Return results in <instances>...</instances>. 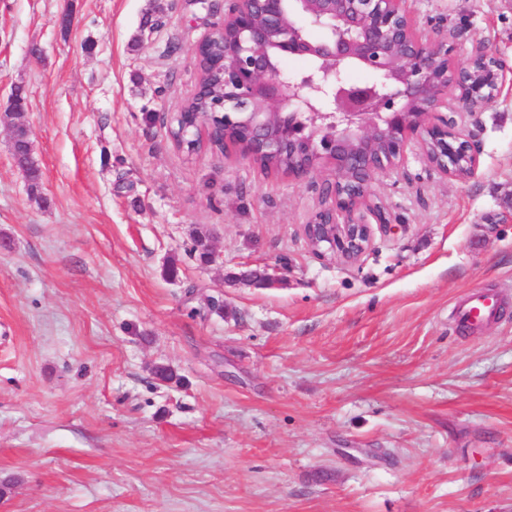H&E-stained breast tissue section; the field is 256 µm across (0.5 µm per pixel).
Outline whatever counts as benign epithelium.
Masks as SVG:
<instances>
[{
  "label": "benign epithelium",
  "instance_id": "benign-epithelium-1",
  "mask_svg": "<svg viewBox=\"0 0 512 512\" xmlns=\"http://www.w3.org/2000/svg\"><path fill=\"white\" fill-rule=\"evenodd\" d=\"M285 0H231L224 12V26L202 38L194 60L206 42L232 32L225 40L224 126L226 149L235 148V120L239 113L252 114L253 140L245 158L275 149L268 135L265 112H315L329 121L336 134L315 144L317 155L332 162L334 182L330 190L335 209L320 212L303 233L320 257L337 255L354 264L370 248L373 218L382 230L392 224L384 204L372 199L368 183L374 175L398 161L416 138L422 148L438 144L441 151L432 165L445 176L460 179L458 166L448 163L450 154H461L470 171L479 165V148L456 129L452 118L429 117L448 106V89L459 90V110H474L494 101L502 92L503 65L479 42L467 63L454 64V44L430 39L415 25L408 0H293L301 5L286 17ZM280 33V49L287 57L318 59V63L289 78L270 66L264 44ZM374 74L368 84H350L343 71L352 63ZM384 135L393 156L378 159L361 146ZM361 173L357 190L337 191L350 170ZM345 220L336 221V213Z\"/></svg>",
  "mask_w": 512,
  "mask_h": 512
}]
</instances>
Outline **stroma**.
I'll return each instance as SVG.
<instances>
[{
	"instance_id": "35a3bbf8",
	"label": "stroma",
	"mask_w": 512,
	"mask_h": 512,
	"mask_svg": "<svg viewBox=\"0 0 512 512\" xmlns=\"http://www.w3.org/2000/svg\"><path fill=\"white\" fill-rule=\"evenodd\" d=\"M228 5L0 0V512H512V0H409L507 84L457 119L470 177L415 142L373 177L393 227L354 264L302 233L331 164L266 175L169 133ZM479 288L504 314L461 332ZM23 137L25 139H30V129L24 123H16V126H13L12 129V142L16 139ZM28 140H20L16 141L13 146V155L16 162L26 168L29 179H30V188L32 191L37 190L41 181V172L39 167L35 164L30 154Z\"/></svg>"
}]
</instances>
